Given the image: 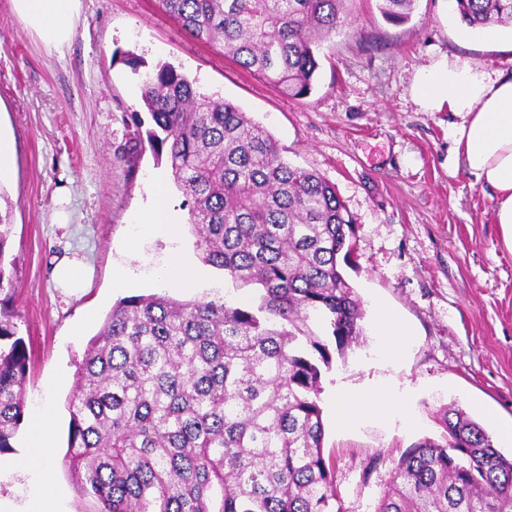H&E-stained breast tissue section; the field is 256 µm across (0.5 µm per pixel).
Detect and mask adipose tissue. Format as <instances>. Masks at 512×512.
Returning a JSON list of instances; mask_svg holds the SVG:
<instances>
[{
    "label": "adipose tissue",
    "instance_id": "obj_1",
    "mask_svg": "<svg viewBox=\"0 0 512 512\" xmlns=\"http://www.w3.org/2000/svg\"><path fill=\"white\" fill-rule=\"evenodd\" d=\"M12 6L46 47L59 51L74 35L81 0H12ZM411 96L423 111L459 116L450 132L455 163L475 183L490 189L495 221L512 249V72H489L469 60L442 57L416 75ZM136 221L155 236L177 234L164 180H156ZM333 408L341 428L367 411L379 417L405 413L402 399L386 389L366 395L337 391Z\"/></svg>",
    "mask_w": 512,
    "mask_h": 512
}]
</instances>
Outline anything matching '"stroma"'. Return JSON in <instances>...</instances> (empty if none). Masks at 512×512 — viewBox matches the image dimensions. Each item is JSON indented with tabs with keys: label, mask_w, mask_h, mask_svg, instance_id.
<instances>
[{
	"label": "stroma",
	"mask_w": 512,
	"mask_h": 512,
	"mask_svg": "<svg viewBox=\"0 0 512 512\" xmlns=\"http://www.w3.org/2000/svg\"><path fill=\"white\" fill-rule=\"evenodd\" d=\"M345 23L320 52L314 93L288 98L213 45L190 37L158 0H81L71 43L47 50L0 0V136L8 139V172L0 192L11 206L9 252L15 260L18 333L31 361L25 383L28 419L0 454V506L25 512L37 494L26 464L29 418L55 413L50 451L56 512H95L94 499L72 478L67 450L68 402L90 339L121 298L159 294L178 301L220 297L253 304L255 287L238 285L202 265L183 195L167 184L181 227L174 238L145 234L135 222L167 164L152 152L130 157L135 120L149 121L141 75L127 65L169 63L195 79L199 92L238 104L277 140L290 163L334 183L355 217L358 265L347 270L365 317L359 345L322 379L324 454L335 464L346 512H374L392 460L423 438H439L436 417L458 404L490 435L512 421V250L495 224L489 190L452 166V112H424L410 87L431 60H472L487 71H512V28L488 40L468 28L446 0H417L411 19L386 21L378 0H345ZM69 221L54 223L59 198ZM203 267V288L157 282L174 253ZM90 275L63 288L51 271L62 257ZM124 287H114L118 269ZM407 326L397 362L381 355L378 307ZM386 385L403 393L414 425L368 417L336 424L337 387L369 393ZM372 455L384 465L364 478Z\"/></svg>",
	"instance_id": "1"
}]
</instances>
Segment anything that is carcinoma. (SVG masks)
I'll return each instance as SVG.
<instances>
[{
  "label": "carcinoma",
  "instance_id": "carcinoma-1",
  "mask_svg": "<svg viewBox=\"0 0 512 512\" xmlns=\"http://www.w3.org/2000/svg\"><path fill=\"white\" fill-rule=\"evenodd\" d=\"M344 0H159L293 99L311 95L321 42ZM416 0H379L394 24ZM473 29L512 24V0H456ZM153 126L135 146L166 156L204 264L259 300L121 299L91 339L69 403L64 464L96 512H344L323 452L324 371L363 334L355 218L336 186L281 155L273 136L169 63L145 75ZM11 211L0 212V453L25 418L29 354L9 307ZM320 319L324 332L309 326ZM440 439L392 461L375 512H512V457L459 408Z\"/></svg>",
  "mask_w": 512,
  "mask_h": 512
}]
</instances>
